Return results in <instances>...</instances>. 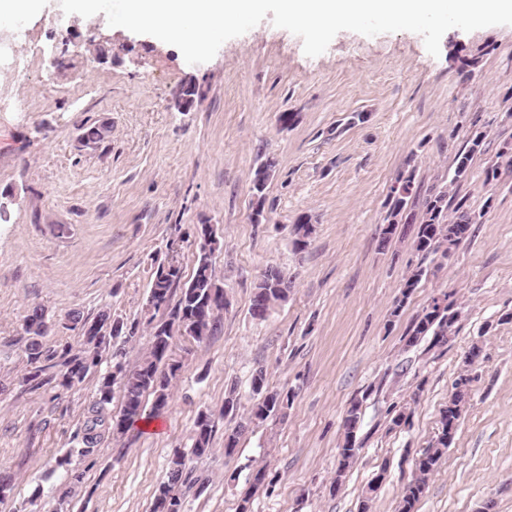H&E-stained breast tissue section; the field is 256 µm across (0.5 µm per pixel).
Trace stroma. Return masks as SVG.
<instances>
[{
    "label": "stroma",
    "instance_id": "35a3bbf8",
    "mask_svg": "<svg viewBox=\"0 0 512 512\" xmlns=\"http://www.w3.org/2000/svg\"><path fill=\"white\" fill-rule=\"evenodd\" d=\"M59 10V0H44L26 19L45 46L28 81L0 71L19 106L0 112V471L16 479L0 512H151L202 411L215 421L212 451L195 462L207 488L187 493L185 512H238L243 503L249 512H359L379 475L370 512H397L464 370L471 397L414 512H512V162L498 155L512 140V25L450 29L436 57L413 32L342 31L310 58L300 37L266 19L190 65L178 48L109 26L102 14H73L58 28ZM188 85L197 95L182 112L173 98ZM287 113L295 120L286 126ZM101 124L108 137L84 143L85 129ZM467 150L469 174L458 182L456 159ZM266 162L257 219L252 178ZM402 177L413 192L394 217L391 189ZM442 192L473 217L446 259L414 247L426 200ZM302 216L316 231L297 252L291 229ZM391 222L395 233L383 240ZM201 224L220 240V331L200 344L176 340L180 370L156 431L135 425L106 436L80 460L82 489L63 497L56 460L76 448L110 362L73 391L31 388L25 316L44 307L56 321L47 342L59 348L78 342L66 319L74 309L92 316L107 307L142 324L159 265L174 257L192 276ZM270 265L288 269L294 284L259 320L254 285ZM416 270L420 281L391 317ZM443 293L458 313L450 339L408 345ZM475 344L481 356L464 366ZM259 370L292 403L285 417L250 425L225 456L224 431L249 414ZM232 388L239 405L226 417ZM356 401V457L338 487L344 419ZM395 408L408 416L399 426ZM259 468L271 484L253 486Z\"/></svg>",
    "mask_w": 512,
    "mask_h": 512
}]
</instances>
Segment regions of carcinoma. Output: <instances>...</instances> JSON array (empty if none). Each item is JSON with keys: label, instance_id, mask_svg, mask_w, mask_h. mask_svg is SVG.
I'll use <instances>...</instances> for the list:
<instances>
[{"label": "carcinoma", "instance_id": "cac0c4a2", "mask_svg": "<svg viewBox=\"0 0 512 512\" xmlns=\"http://www.w3.org/2000/svg\"><path fill=\"white\" fill-rule=\"evenodd\" d=\"M481 142V136L472 139L469 150L458 156L454 181L466 178L467 168L473 153ZM269 178V169L259 167L255 170L252 184L253 191L264 204V190ZM412 192L411 180H406L396 191L393 200L392 216H398ZM472 218L464 204L459 202L454 208V216L448 217L447 194L440 193L429 200L424 220L419 224L414 239L416 250L423 253L442 251L448 256V250L466 238L471 229ZM315 233V225L299 222L292 227V245L308 246ZM218 243L216 229L201 227L198 237L196 269L187 281H182V272L174 273L158 267L151 281L148 300H161L166 317L162 321L149 318L146 328L149 330L151 346L140 363L133 369L122 368L116 376L107 372L101 377L97 400L88 410L83 428L76 433L82 445L81 455H87L97 447L109 434H123L129 426L139 419L144 411V398L154 397L152 412L159 414L168 405L172 380L176 378L180 366L169 361V353L177 337H185L202 343L221 325L218 306L206 313L201 307L211 297H224V288L217 283L212 265V255ZM422 271L414 272L405 281L393 305L391 316L400 315L406 299L414 290ZM288 278V271L278 267L265 268L255 285L251 304V314L258 319H265L274 307L288 299L290 288H277L275 284ZM448 309H439L438 299L434 298L424 309L418 322L414 325L408 344L413 345L425 336L432 337V344L439 345L447 341ZM67 320L79 330V348L67 345L61 349H51L46 345L50 336L49 325L52 324L45 309L33 307L24 320V333L27 336L25 353L30 370L26 381L34 386L55 385L63 391L78 389L91 370L99 363V354L103 349L112 350V363L122 362L125 346L135 337L137 325H127L119 319L112 318L111 311L103 309L94 317H88L80 310H72ZM122 394V409L118 416L112 415L108 405L112 402L114 389ZM466 402V394L452 393L448 400V409L441 416L442 432L434 444L426 449L417 466L413 480L406 486L398 512H414L416 502L423 494L429 476L435 471L438 462L448 449V427L456 424L461 415V408ZM275 406L255 403L246 420L224 431V447L227 454H233L240 435L248 424L264 421L274 415ZM214 420L207 413H200L195 421L193 446L190 452H175L169 461L167 481L161 484L155 494L152 512H172V506L178 505L177 512H184L183 490L194 486L203 490L205 482L195 475L191 465L193 458L202 457L212 451L211 438L214 432ZM57 466L65 468L68 482L73 486L83 483L85 470L71 466L68 456L57 460Z\"/></svg>", "mask_w": 512, "mask_h": 512}]
</instances>
